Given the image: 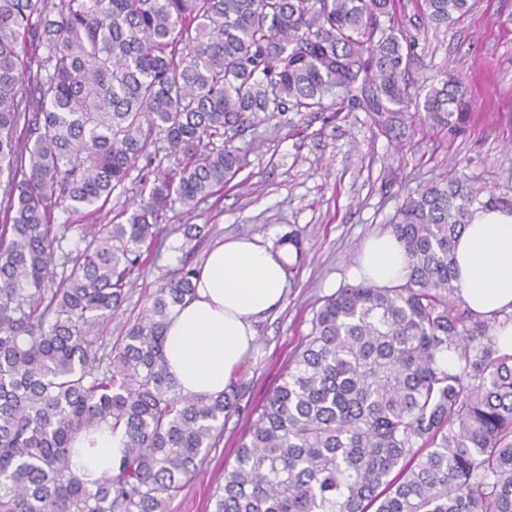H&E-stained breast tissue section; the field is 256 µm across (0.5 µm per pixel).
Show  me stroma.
<instances>
[{"instance_id":"stroma-1","label":"stroma","mask_w":512,"mask_h":512,"mask_svg":"<svg viewBox=\"0 0 512 512\" xmlns=\"http://www.w3.org/2000/svg\"><path fill=\"white\" fill-rule=\"evenodd\" d=\"M393 12L418 39L415 83L430 84L444 67L463 73L464 133L449 137L446 129L414 116L380 128L364 112L329 109L295 113L287 123L263 122L238 140L249 164L233 181L194 206L178 204L169 212L170 236L112 320V334L120 336L122 325L142 316L153 290L179 266L178 225H209L211 247L239 236L269 245L292 230L304 239V264L283 304L255 322V346L236 370L246 384L240 409L226 420L219 447L210 450L169 512H211L251 409L278 384L324 297L360 282L364 243L386 232L409 192L452 169L512 196V0H476L465 18L447 28L427 24L422 0H394ZM168 152L165 140L150 145V162L131 170L124 191L113 193V211L135 207L149 192L157 167L170 164Z\"/></svg>"}]
</instances>
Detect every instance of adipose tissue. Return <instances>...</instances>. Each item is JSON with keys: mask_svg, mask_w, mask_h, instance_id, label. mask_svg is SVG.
Returning <instances> with one entry per match:
<instances>
[{"mask_svg": "<svg viewBox=\"0 0 512 512\" xmlns=\"http://www.w3.org/2000/svg\"><path fill=\"white\" fill-rule=\"evenodd\" d=\"M456 283L477 315L512 307V212L477 211L458 238ZM370 284L392 287L404 281L408 256L393 234L371 238L361 253ZM284 270L255 240L240 237L214 247L199 268L194 299L180 307L166 332L165 358L178 391L203 397L223 391L252 348L254 324L282 304ZM124 451L120 436L97 434L95 445L77 443L70 466L86 480L111 472Z\"/></svg>", "mask_w": 512, "mask_h": 512, "instance_id": "ef3b65f1", "label": "adipose tissue"}]
</instances>
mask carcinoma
Returning a JSON list of instances; mask_svg holds the SVG:
<instances>
[{
	"label": "carcinoma",
	"instance_id": "carcinoma-1",
	"mask_svg": "<svg viewBox=\"0 0 512 512\" xmlns=\"http://www.w3.org/2000/svg\"><path fill=\"white\" fill-rule=\"evenodd\" d=\"M391 0H0V512H168L244 383L186 396L171 382L166 330L195 296L206 224H182L185 260L110 351L95 345L132 277L192 206L247 166L234 146L291 111L361 110L384 126L414 107L457 134L465 86L445 71L411 92L416 40ZM474 0H424L447 26ZM46 54L39 55L40 49ZM161 136L173 167L135 208L105 210ZM83 213L79 245L63 251ZM512 197L444 173L408 195L389 227L405 281L325 298L308 336L241 437L213 512H512V354L455 285L454 243L478 210ZM286 274L300 233L277 238ZM72 265L57 279V267ZM123 441L112 472L70 468L75 440Z\"/></svg>",
	"mask_w": 512,
	"mask_h": 512
}]
</instances>
